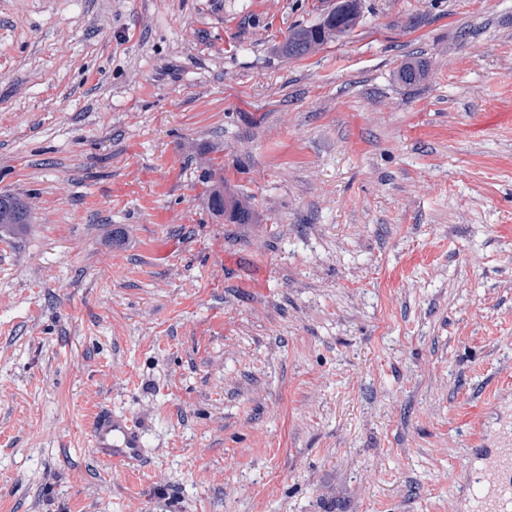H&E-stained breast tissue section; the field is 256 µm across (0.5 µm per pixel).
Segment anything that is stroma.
Listing matches in <instances>:
<instances>
[{
  "label": "stroma",
  "instance_id": "35a3bbf8",
  "mask_svg": "<svg viewBox=\"0 0 512 512\" xmlns=\"http://www.w3.org/2000/svg\"><path fill=\"white\" fill-rule=\"evenodd\" d=\"M334 3L0 0V512H471L512 443V0H363L283 56ZM362 0H337L317 24L291 30L281 51L289 58L311 54L328 42L345 39L360 23ZM219 184V185H218ZM210 204L214 211L224 213L234 224H247L251 208L245 199H240L224 192V179L219 178L212 190ZM29 217L28 207L21 198L11 194L0 195V235L27 229ZM96 458L103 463L138 464L145 460L142 433L129 416L100 411L91 424Z\"/></svg>",
  "mask_w": 512,
  "mask_h": 512
}]
</instances>
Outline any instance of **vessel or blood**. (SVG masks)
<instances>
[{
    "instance_id": "obj_1",
    "label": "vessel or blood",
    "mask_w": 512,
    "mask_h": 512,
    "mask_svg": "<svg viewBox=\"0 0 512 512\" xmlns=\"http://www.w3.org/2000/svg\"><path fill=\"white\" fill-rule=\"evenodd\" d=\"M91 437L95 456L101 462L138 464L146 458L141 430L129 416L99 412L91 424ZM475 461L501 475L478 498L475 512H512V448L482 449Z\"/></svg>"
}]
</instances>
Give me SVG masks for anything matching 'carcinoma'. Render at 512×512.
Instances as JSON below:
<instances>
[{
	"label": "carcinoma",
	"instance_id": "1",
	"mask_svg": "<svg viewBox=\"0 0 512 512\" xmlns=\"http://www.w3.org/2000/svg\"><path fill=\"white\" fill-rule=\"evenodd\" d=\"M362 0H336V6L317 24L291 30L281 46L284 55L299 58L314 52L320 46L345 39L360 23ZM398 79L412 85L425 77L424 69L406 62L397 72ZM210 204L234 224H247L251 208L248 202L224 192V179L217 180ZM29 210L26 203L11 194L0 195V235L16 234L28 228Z\"/></svg>",
	"mask_w": 512,
	"mask_h": 512
}]
</instances>
